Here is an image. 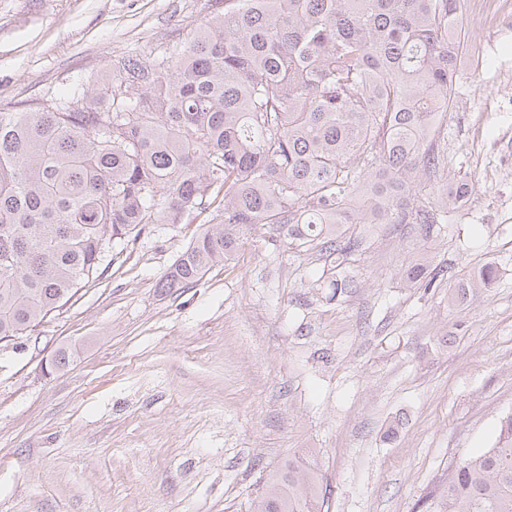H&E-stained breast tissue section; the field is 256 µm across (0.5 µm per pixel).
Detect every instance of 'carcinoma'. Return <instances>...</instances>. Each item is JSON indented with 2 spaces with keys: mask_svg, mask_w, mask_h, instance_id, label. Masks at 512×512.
Listing matches in <instances>:
<instances>
[{
  "mask_svg": "<svg viewBox=\"0 0 512 512\" xmlns=\"http://www.w3.org/2000/svg\"><path fill=\"white\" fill-rule=\"evenodd\" d=\"M464 39L461 0H224L174 54L128 57L99 90L0 108V342L31 335L148 225L209 207L164 291L231 259L250 224L331 254L358 247L348 224L433 235L411 196L447 165L436 135ZM469 192L461 178L447 197ZM445 273L420 256L401 280L428 288ZM498 276L484 265L448 303ZM325 498L320 470L290 459L252 512H323ZM425 512H512V412Z\"/></svg>",
  "mask_w": 512,
  "mask_h": 512,
  "instance_id": "cac0c4a2",
  "label": "carcinoma"
}]
</instances>
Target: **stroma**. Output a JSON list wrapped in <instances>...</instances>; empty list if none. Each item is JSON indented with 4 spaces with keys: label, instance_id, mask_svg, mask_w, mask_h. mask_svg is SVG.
Masks as SVG:
<instances>
[{
    "label": "stroma",
    "instance_id": "obj_1",
    "mask_svg": "<svg viewBox=\"0 0 512 512\" xmlns=\"http://www.w3.org/2000/svg\"><path fill=\"white\" fill-rule=\"evenodd\" d=\"M440 148L414 197L441 231L353 224L326 256L270 224L174 293L159 283L210 211L153 224L33 335L0 343V512H250L269 474L315 460L328 512H421L512 411V0L477 13ZM222 0H0V106L104 87L184 46ZM467 177L465 205L445 188ZM498 280L467 307L409 288L418 255ZM352 286L333 295L329 283ZM74 358L52 368L60 347Z\"/></svg>",
    "mask_w": 512,
    "mask_h": 512
}]
</instances>
